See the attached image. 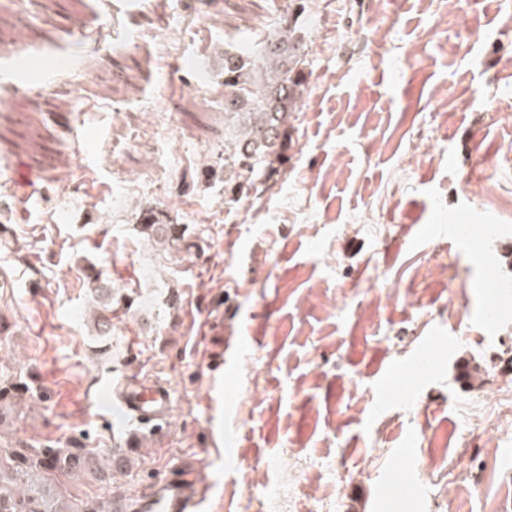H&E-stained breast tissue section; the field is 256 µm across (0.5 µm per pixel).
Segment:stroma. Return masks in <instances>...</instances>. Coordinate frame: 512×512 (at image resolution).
Segmentation results:
<instances>
[{"instance_id":"1","label":"stroma","mask_w":512,"mask_h":512,"mask_svg":"<svg viewBox=\"0 0 512 512\" xmlns=\"http://www.w3.org/2000/svg\"><path fill=\"white\" fill-rule=\"evenodd\" d=\"M303 2L0 0V377L38 398L0 448H132L108 481L56 478L90 510L189 463L195 512H382L393 466L403 512H512V0ZM291 13L307 88L285 161L225 204L224 46L249 53ZM139 207L196 250L158 245ZM452 213L503 248L494 328ZM432 331L457 348L421 374ZM131 379L174 396L146 440L113 394ZM91 292L94 293L96 303L91 316L97 325H103L109 320L108 313H112V290L105 287L96 276L93 278Z\"/></svg>"}]
</instances>
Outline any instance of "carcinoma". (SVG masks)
I'll use <instances>...</instances> for the list:
<instances>
[{
	"instance_id": "cac0c4a2",
	"label": "carcinoma",
	"mask_w": 512,
	"mask_h": 512,
	"mask_svg": "<svg viewBox=\"0 0 512 512\" xmlns=\"http://www.w3.org/2000/svg\"><path fill=\"white\" fill-rule=\"evenodd\" d=\"M305 44L296 27L287 24L267 34L249 55L224 52V198L237 201L255 187L254 175L262 167L282 159L283 145L293 128L296 105L306 86ZM138 224L164 246L191 252L195 244L185 241L178 224H164L152 209H142ZM91 292L96 303L91 316L103 325L112 308V289L93 278ZM30 388L23 382L0 384V405L6 400H23ZM120 457L93 454L78 442L65 448H20L0 458V512H79L58 502L51 490L34 485L50 477H79L94 472L111 475L112 462Z\"/></svg>"
}]
</instances>
